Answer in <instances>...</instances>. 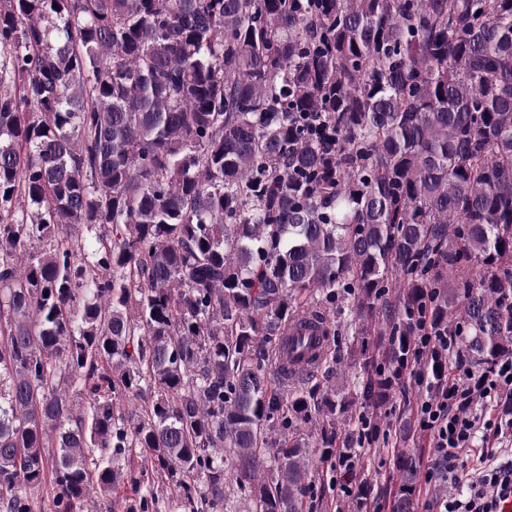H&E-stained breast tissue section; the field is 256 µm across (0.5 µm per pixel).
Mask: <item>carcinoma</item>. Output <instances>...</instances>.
<instances>
[{"mask_svg": "<svg viewBox=\"0 0 512 512\" xmlns=\"http://www.w3.org/2000/svg\"><path fill=\"white\" fill-rule=\"evenodd\" d=\"M324 309L352 383L271 388ZM422 312L512 354V0H0V512H303ZM329 317L333 330H335L336 334V351L332 349L330 356H328V360H336V364H334V369L336 368V385L341 380L339 374L344 373V371L348 372L349 375L353 374L356 371L358 364L354 367L353 361L350 360V355L352 354L350 348L346 347L347 345L352 344V331L351 328L346 324V321L336 313V315H332L331 313H326Z\"/></svg>", "mask_w": 512, "mask_h": 512, "instance_id": "carcinoma-1", "label": "carcinoma"}]
</instances>
